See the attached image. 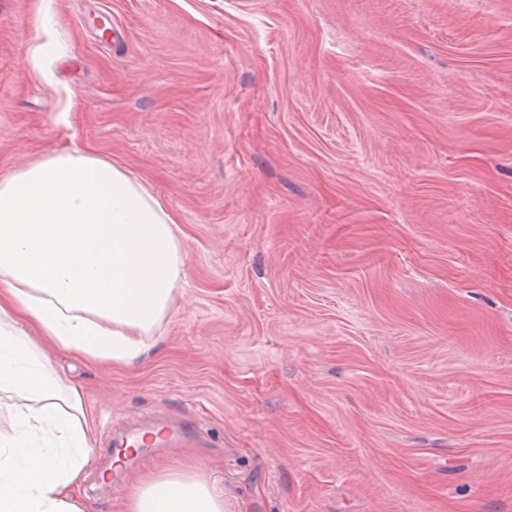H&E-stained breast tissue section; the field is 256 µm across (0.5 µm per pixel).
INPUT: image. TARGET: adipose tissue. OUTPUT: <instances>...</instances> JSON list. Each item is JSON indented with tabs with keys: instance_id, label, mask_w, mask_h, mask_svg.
Returning <instances> with one entry per match:
<instances>
[{
	"instance_id": "adipose-tissue-1",
	"label": "adipose tissue",
	"mask_w": 512,
	"mask_h": 512,
	"mask_svg": "<svg viewBox=\"0 0 512 512\" xmlns=\"http://www.w3.org/2000/svg\"><path fill=\"white\" fill-rule=\"evenodd\" d=\"M180 230L122 168L64 151L0 179V512H89L74 488L94 454L81 390L43 344L129 363L149 349L184 276ZM122 512H224L200 473L147 471Z\"/></svg>"
}]
</instances>
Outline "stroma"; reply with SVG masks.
<instances>
[{"instance_id": "1", "label": "stroma", "mask_w": 512, "mask_h": 512, "mask_svg": "<svg viewBox=\"0 0 512 512\" xmlns=\"http://www.w3.org/2000/svg\"><path fill=\"white\" fill-rule=\"evenodd\" d=\"M129 172L185 277L125 367L47 348L96 435L224 512H512V0H0V176ZM132 426L156 444L101 482Z\"/></svg>"}]
</instances>
